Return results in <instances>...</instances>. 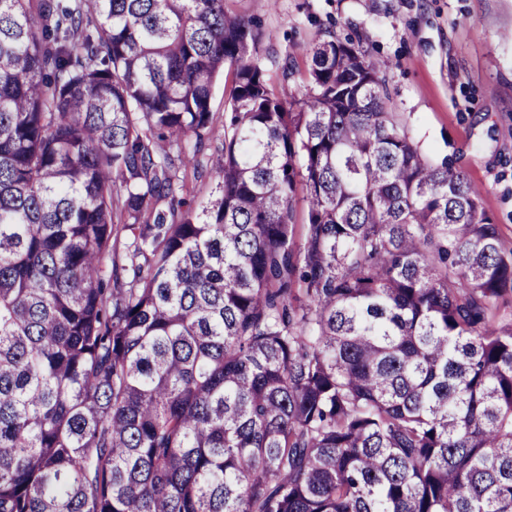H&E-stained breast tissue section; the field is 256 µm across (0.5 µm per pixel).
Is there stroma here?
Returning <instances> with one entry per match:
<instances>
[{
	"mask_svg": "<svg viewBox=\"0 0 512 512\" xmlns=\"http://www.w3.org/2000/svg\"><path fill=\"white\" fill-rule=\"evenodd\" d=\"M253 19L274 92L304 90L308 48L352 40L385 81L387 107L433 162L452 158L512 243V0H224ZM293 60L295 74L280 69Z\"/></svg>",
	"mask_w": 512,
	"mask_h": 512,
	"instance_id": "1",
	"label": "stroma"
}]
</instances>
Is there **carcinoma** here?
<instances>
[{"label":"carcinoma","instance_id":"obj_1","mask_svg":"<svg viewBox=\"0 0 512 512\" xmlns=\"http://www.w3.org/2000/svg\"><path fill=\"white\" fill-rule=\"evenodd\" d=\"M259 41L0 0V512H512V248L353 42L285 101ZM232 87V69L226 66L224 75L220 76L213 87L211 111L214 113V126L222 132L224 129V104L229 98ZM215 183L210 178H197L192 174V169H188L185 192L188 199H193L195 203L207 201L213 198Z\"/></svg>","mask_w":512,"mask_h":512}]
</instances>
